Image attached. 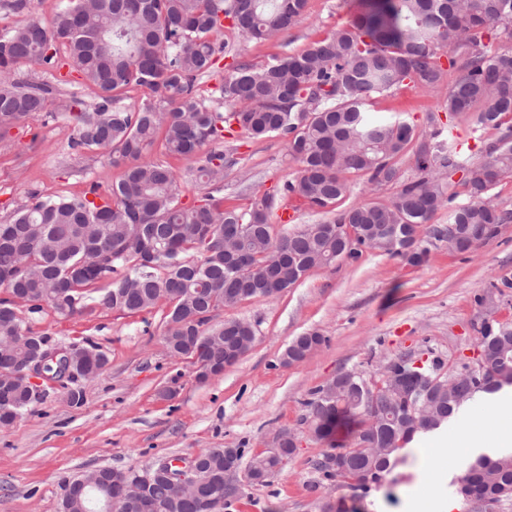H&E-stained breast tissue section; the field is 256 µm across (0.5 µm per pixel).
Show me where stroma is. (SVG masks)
I'll return each mask as SVG.
<instances>
[{
  "mask_svg": "<svg viewBox=\"0 0 512 512\" xmlns=\"http://www.w3.org/2000/svg\"><path fill=\"white\" fill-rule=\"evenodd\" d=\"M353 0H307L304 20L275 42H243L230 31L215 33L229 55L259 66L296 53L347 24ZM69 91L53 94L46 112L22 121L0 139V222L30 204L33 195L81 196L92 186L107 189L122 171L91 152L69 146L65 114L71 95L94 103L95 89L71 74ZM444 93L403 89L375 99L372 110H394L425 129L429 113H440ZM239 169L224 180V203L246 204L251 192L278 190L298 165L277 137H226ZM178 176L180 201H199V157L165 155ZM425 263L369 253L355 264L344 260L310 271L275 299L253 298L215 312V322L236 318L252 324L253 347L224 373L200 381L190 364L171 356L164 344L166 304L138 314L112 310L62 318L51 310L25 313L32 331L57 343L91 340L107 358L96 377L79 380L81 407L63 390H47L22 419L0 427V512H60L65 481L82 472L151 465L160 457H187L208 448L247 446L262 451L284 430L299 441L297 452L263 485L245 488L231 512H321L324 500L343 501L347 512H415L429 496L431 512L451 498L472 459L447 440H423L405 451L391 481L360 497L343 483L310 490L312 464L327 448L302 424V402L310 389L342 371L373 374L395 355L410 353L457 361L473 355L485 317L512 323V223L470 252L429 246ZM490 297L487 305L479 297ZM324 342L304 361L281 364L287 345L303 333ZM176 387L175 396L164 391Z\"/></svg>",
  "mask_w": 512,
  "mask_h": 512,
  "instance_id": "35a3bbf8",
  "label": "stroma"
}]
</instances>
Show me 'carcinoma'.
Instances as JSON below:
<instances>
[{"label":"carcinoma","instance_id":"carcinoma-1","mask_svg":"<svg viewBox=\"0 0 512 512\" xmlns=\"http://www.w3.org/2000/svg\"><path fill=\"white\" fill-rule=\"evenodd\" d=\"M305 0H66L50 24L32 20L0 32V132L47 110L53 87L21 78L16 66L46 64L57 82L78 72L97 90L87 106L72 93L71 148L105 153L121 179L95 201L87 196L42 198L0 224V360L32 356L52 339L25 325L19 308L60 316H92L107 309L135 314L169 304L165 344L175 357L197 366L199 376L224 367V350L251 349L236 339L242 321L212 325L213 313L244 298L235 288L261 284L254 297L274 298L313 269L339 259L358 262L376 252L412 265L428 255L434 239L467 252L512 223V208L494 189L512 176V47L497 42L512 28V0H355L352 20L262 66L233 61L215 89L219 112L198 94L214 73L225 45L212 35L227 27L245 40H269L294 27ZM447 88V124L428 115L419 130L399 114L370 112V101L404 87ZM135 87L152 98L131 108L114 106L115 93ZM471 134L500 132L474 162L445 134L456 117ZM247 138L280 137L298 164L297 175L273 193H255L244 206L226 207L224 176L237 161L233 150L207 153L197 179L207 192L199 204L182 205L171 167L149 157L158 132L170 154L192 156L224 143L233 131ZM413 151L420 175L400 179L397 159ZM468 197L455 204L452 176ZM367 177L371 190L398 185L387 200L339 208L349 192L347 175ZM295 196L327 215L283 235L271 216ZM448 225L430 224L442 209ZM474 367L438 357L415 367L406 354L391 358L377 375L345 371L310 392L304 421L322 440L348 426L353 442L330 444L313 469L311 488L341 482L368 495L402 461L401 450L420 433L445 425L477 395L512 385V324L494 319L480 327ZM317 332L295 337L286 363L306 358ZM108 362L90 341L76 345L80 378L96 376ZM33 400L0 388V426L31 410ZM239 459L255 461L266 483L287 448L269 458L250 448ZM202 485L179 496L162 476L145 485L149 512H225L238 499L224 487V449L201 452ZM65 484L61 512H137L108 486L85 494ZM454 493L467 512H496L512 501V453L480 455Z\"/></svg>","mask_w":512,"mask_h":512}]
</instances>
